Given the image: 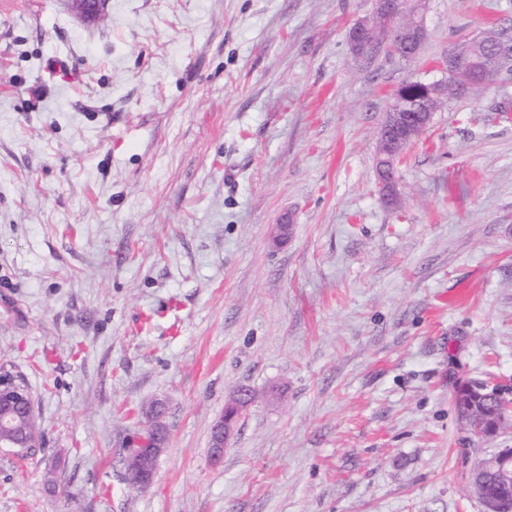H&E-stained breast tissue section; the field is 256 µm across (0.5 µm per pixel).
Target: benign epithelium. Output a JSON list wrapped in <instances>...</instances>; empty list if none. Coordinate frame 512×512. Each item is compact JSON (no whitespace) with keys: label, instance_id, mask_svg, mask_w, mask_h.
Returning a JSON list of instances; mask_svg holds the SVG:
<instances>
[{"label":"benign epithelium","instance_id":"1","mask_svg":"<svg viewBox=\"0 0 512 512\" xmlns=\"http://www.w3.org/2000/svg\"><path fill=\"white\" fill-rule=\"evenodd\" d=\"M70 2L72 8L86 20L100 17L107 4V0H70ZM403 11L408 12L412 18V27L403 30L399 38L401 48L407 51L412 46L422 43L426 33L420 15V0H376L375 12L377 13L396 16ZM472 43L489 48L490 56L496 61L505 54L512 55V44L508 42H491L485 36H478L472 40ZM442 87L443 83L439 81L427 82L417 79L409 80L397 89L394 107L388 113L382 129V138L386 140L383 152L385 164L384 170L379 172L378 177L379 187L386 195L389 196L393 192L394 158L428 128L433 118V113L428 108L429 102L439 94ZM408 100L414 102L416 111H400L401 103ZM462 391L476 396L492 392L487 386L481 384L465 385ZM492 393L500 399L504 409L501 410V418L496 420L491 428L486 427L473 399H467L466 405L460 408V418L475 438L495 435L502 422L512 416V400L498 390ZM249 405V395L245 392L240 393L225 409L224 416L214 424L211 431L213 456L219 457L224 452L226 440L233 432L240 415ZM161 415L160 408L152 409L155 424L148 427L146 443L132 449L125 462V466L140 470L139 480L134 485L136 489L152 482L158 458L165 451L166 433L159 422ZM17 418L26 422L34 421L29 409L28 396L19 390L0 384V425L9 427ZM473 487L487 512H512V448H501L494 455L483 459L474 471Z\"/></svg>","mask_w":512,"mask_h":512}]
</instances>
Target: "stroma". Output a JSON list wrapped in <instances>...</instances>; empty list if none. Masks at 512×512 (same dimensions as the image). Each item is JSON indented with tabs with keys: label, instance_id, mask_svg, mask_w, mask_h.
Instances as JSON below:
<instances>
[{
	"label": "stroma",
	"instance_id": "1",
	"mask_svg": "<svg viewBox=\"0 0 512 512\" xmlns=\"http://www.w3.org/2000/svg\"><path fill=\"white\" fill-rule=\"evenodd\" d=\"M12 2L0 367L43 440L0 447V512H485L472 472L512 426L468 453L453 396L512 391V72L447 98L395 201L376 161L394 91L512 0H423L410 59L352 52L372 0ZM245 392L239 394L235 401L229 405L224 416L217 421L211 431V445L214 457H220L224 452V444L234 430L240 415L249 407L251 402ZM151 413L155 424L154 426L148 425V435L145 438L146 443L141 448H132L125 462V468L134 466V468L140 470V477L133 486L134 489L143 488L152 482L158 458L166 449L165 429L159 422L162 410L155 407Z\"/></svg>",
	"mask_w": 512,
	"mask_h": 512
}]
</instances>
